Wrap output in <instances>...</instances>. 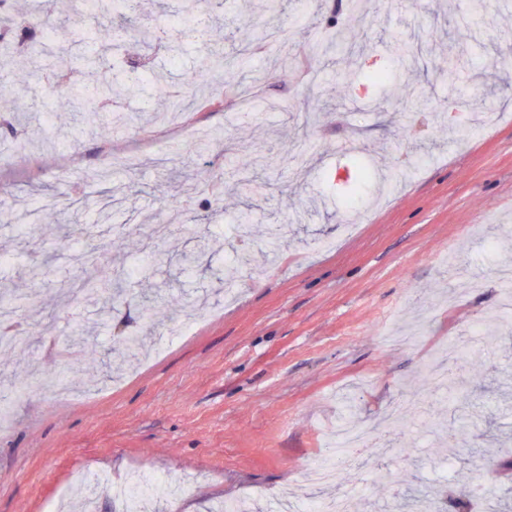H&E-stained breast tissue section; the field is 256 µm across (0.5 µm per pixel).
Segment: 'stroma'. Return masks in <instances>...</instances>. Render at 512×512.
Returning <instances> with one entry per match:
<instances>
[{
	"mask_svg": "<svg viewBox=\"0 0 512 512\" xmlns=\"http://www.w3.org/2000/svg\"><path fill=\"white\" fill-rule=\"evenodd\" d=\"M184 2L144 0L141 26L167 31L151 47L115 28L130 65L178 93L265 88L250 105L197 115L190 138L174 134L160 98L120 99L143 116L129 128L57 107L46 91L55 49H69L80 85L96 45L67 25L50 43L22 40L0 92V112L25 110L61 135L51 147L34 134L21 150L0 126V210L16 215L0 223V289L37 300L15 312L26 348L0 354V403L13 416L0 434V512H61L78 491L111 512L114 482L145 465L179 481L155 512L225 500L267 512L321 461L340 416L401 440L402 457L378 478L364 455L312 500L347 493L350 512H392L408 488L437 485L444 457L449 494L465 498L493 459L499 510L512 512V397L500 395L512 332L492 317L494 269L512 261V0H485L476 18L468 0H374L359 24L346 17L351 0H290L264 21L293 31V53L268 46L234 76L203 61L215 44L237 53L258 0H226L212 43L185 36ZM339 20L343 38L314 56ZM397 37L421 52L383 92L364 75L392 67ZM407 84L431 103L468 101L479 122L421 110L402 98ZM353 136L360 153L340 152ZM189 143L199 151L184 164ZM104 166L108 184L96 179ZM95 251L120 276V298L78 292L92 269L74 256ZM145 294L158 301L150 320ZM125 332L144 349L109 371ZM458 341L475 352L434 391L424 364ZM56 372L67 397L34 389ZM405 396L438 431L388 425Z\"/></svg>",
	"mask_w": 512,
	"mask_h": 512,
	"instance_id": "obj_1",
	"label": "stroma"
}]
</instances>
